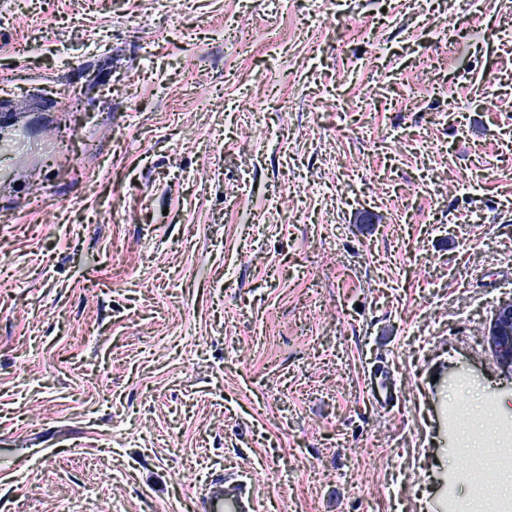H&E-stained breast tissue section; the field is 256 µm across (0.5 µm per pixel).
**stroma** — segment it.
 Segmentation results:
<instances>
[{"label":"stroma","instance_id":"stroma-1","mask_svg":"<svg viewBox=\"0 0 512 512\" xmlns=\"http://www.w3.org/2000/svg\"><path fill=\"white\" fill-rule=\"evenodd\" d=\"M1 76L0 512H197L233 471L256 512L501 485L458 474L452 412L512 432V0H0ZM488 343L504 370L512 373V301L501 303L488 328Z\"/></svg>","mask_w":512,"mask_h":512}]
</instances>
